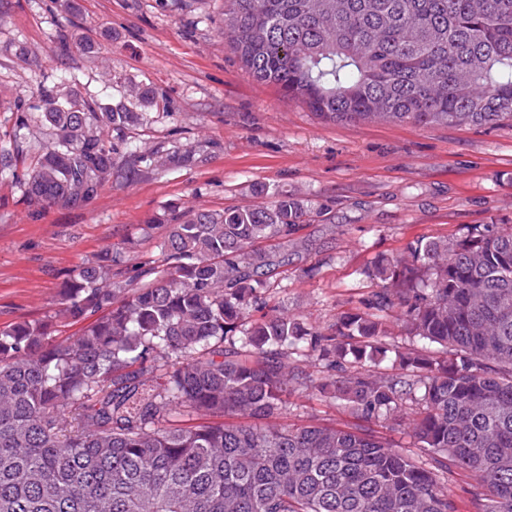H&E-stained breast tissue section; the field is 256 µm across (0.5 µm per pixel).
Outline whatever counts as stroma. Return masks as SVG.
<instances>
[{"label": "stroma", "instance_id": "obj_1", "mask_svg": "<svg viewBox=\"0 0 512 512\" xmlns=\"http://www.w3.org/2000/svg\"><path fill=\"white\" fill-rule=\"evenodd\" d=\"M101 43L85 55V40ZM72 74V90L145 113L111 132L118 157L87 202L42 206L26 194L35 145L53 131L39 88ZM146 83L153 103L131 95ZM0 325L54 313L74 270L107 251L122 287L159 260L170 210H222L299 200L295 256L262 301L325 330L367 310L375 265L420 239L453 241L477 224L512 225V125L332 121L254 81L224 39V0H0ZM274 424L354 428L362 420L312 389L288 396Z\"/></svg>", "mask_w": 512, "mask_h": 512}]
</instances>
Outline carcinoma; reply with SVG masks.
<instances>
[{"mask_svg":"<svg viewBox=\"0 0 512 512\" xmlns=\"http://www.w3.org/2000/svg\"><path fill=\"white\" fill-rule=\"evenodd\" d=\"M224 2L249 75L324 118L512 123V0ZM41 91L55 137L27 193L75 206L116 165L102 131L144 116ZM303 216L286 196L175 211L141 286L113 287L123 260L109 254L75 271L55 314L1 325L0 512H456L450 467L486 488L476 512H512V227L410 245L373 271L377 313L322 332L258 306ZM268 238L278 250L253 249ZM396 305L404 334L437 350L387 345L381 313ZM62 322L81 329L59 342ZM291 353L327 376L290 368ZM385 361L394 374L376 371ZM293 384L365 420L398 415L427 458L365 427L266 424ZM194 414L207 421L178 420Z\"/></svg>","mask_w":512,"mask_h":512,"instance_id":"cac0c4a2","label":"carcinoma"}]
</instances>
